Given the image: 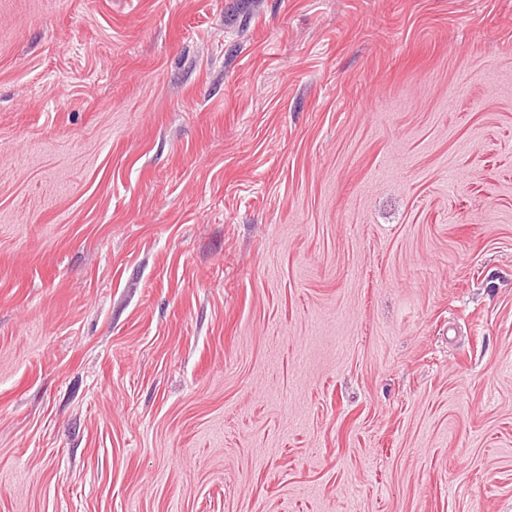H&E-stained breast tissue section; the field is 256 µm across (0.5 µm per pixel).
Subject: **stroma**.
I'll return each instance as SVG.
<instances>
[{"instance_id": "1", "label": "stroma", "mask_w": 512, "mask_h": 512, "mask_svg": "<svg viewBox=\"0 0 512 512\" xmlns=\"http://www.w3.org/2000/svg\"><path fill=\"white\" fill-rule=\"evenodd\" d=\"M0 512H512V0H0Z\"/></svg>"}]
</instances>
